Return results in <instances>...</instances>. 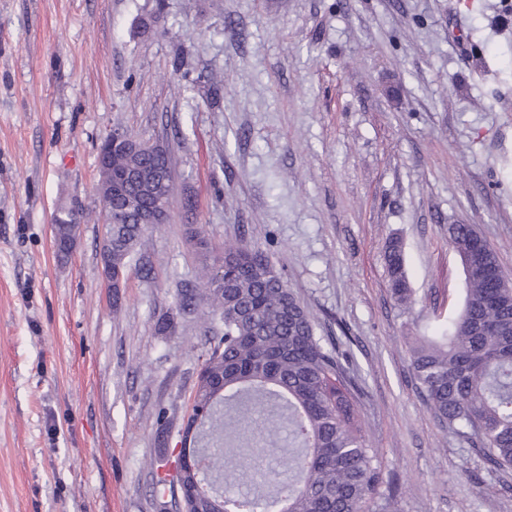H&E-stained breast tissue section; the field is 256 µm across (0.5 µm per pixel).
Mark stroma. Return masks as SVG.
Segmentation results:
<instances>
[{
	"instance_id": "stroma-1",
	"label": "stroma",
	"mask_w": 512,
	"mask_h": 512,
	"mask_svg": "<svg viewBox=\"0 0 512 512\" xmlns=\"http://www.w3.org/2000/svg\"><path fill=\"white\" fill-rule=\"evenodd\" d=\"M117 127L167 148L175 192L116 313L97 154ZM194 224L265 252L351 377L368 512H512V470L439 422L410 352L464 303L449 225L512 279V0H0V512H178L157 480L208 347L176 311ZM64 217H61L58 214V217L63 221H72L73 223H78L80 217V211L76 207H70L67 210L62 212ZM84 219L82 215L81 220ZM56 224L57 225V235L59 242V251L62 253H68L71 248L74 247L77 240V231L79 229V224ZM386 263L394 298L398 304L410 305L412 292L405 271V261L399 243L392 242L386 254Z\"/></svg>"
}]
</instances>
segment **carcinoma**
Here are the masks:
<instances>
[{
    "label": "carcinoma",
    "instance_id": "obj_1",
    "mask_svg": "<svg viewBox=\"0 0 512 512\" xmlns=\"http://www.w3.org/2000/svg\"><path fill=\"white\" fill-rule=\"evenodd\" d=\"M157 166L146 150L112 149L114 176L136 170L150 180ZM145 203L139 184L115 202L121 223L106 227L101 247L114 278L127 274L144 235L158 228L139 223ZM78 229L57 225L60 252L74 247ZM449 233L457 253L467 255L465 306L457 320L417 338L411 366L435 417L480 449L489 468L505 471L512 469V288L474 225L453 224ZM190 234L202 257L201 284L181 292L177 310L201 312L212 333L190 417L206 412L200 427L209 448L191 471L158 484L183 489L201 477L228 488L247 479L257 457L237 447L240 434L254 431L259 409L267 411L266 430H276L282 400L289 446L299 449L294 478L269 476L264 497L199 496L187 501L190 512H366L382 480L379 452L366 436L352 380L316 336L310 312L264 252L228 243L213 256L202 227ZM386 263L396 302L411 304L399 243L390 244Z\"/></svg>",
    "mask_w": 512,
    "mask_h": 512
}]
</instances>
